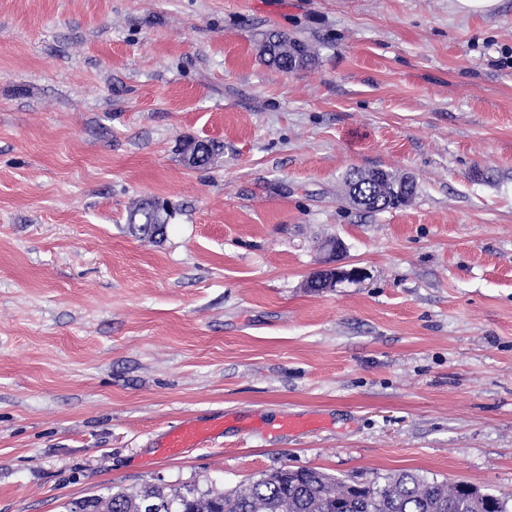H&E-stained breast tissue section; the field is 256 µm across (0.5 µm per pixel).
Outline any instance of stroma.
<instances>
[{
	"label": "stroma",
	"instance_id": "stroma-1",
	"mask_svg": "<svg viewBox=\"0 0 512 512\" xmlns=\"http://www.w3.org/2000/svg\"><path fill=\"white\" fill-rule=\"evenodd\" d=\"M352 168L416 195L367 212ZM328 237L366 277L313 293ZM283 467L512 498V0H0V512ZM260 35V58L282 72L306 69L314 61L308 46L286 32L271 29ZM364 173L365 172L361 171L359 168H352L345 174L344 182L352 189H358L362 194L367 195L370 192L373 193V190L362 180ZM380 175L383 181V186L390 195L388 208H378L375 205L364 207V203L368 202V200L357 195V193L352 189H346L348 199L353 201L357 206L364 207L363 209L368 212H383L399 209L408 205L416 192V185L414 182L405 180L403 177H398L396 173L390 171L382 170ZM128 230L141 240H149L156 242L155 235L159 237V241L164 239L167 232V222L164 221L160 225L162 231H154L150 226L158 223L152 202H145L143 199L138 201L129 211ZM167 223V224H165ZM158 232V233H157ZM222 432H224V419L210 424L185 421L168 429L159 441L158 448L167 457H178L190 449L200 448Z\"/></svg>",
	"mask_w": 512,
	"mask_h": 512
}]
</instances>
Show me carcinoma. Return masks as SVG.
Wrapping results in <instances>:
<instances>
[{
    "label": "carcinoma",
    "instance_id": "cac0c4a2",
    "mask_svg": "<svg viewBox=\"0 0 512 512\" xmlns=\"http://www.w3.org/2000/svg\"><path fill=\"white\" fill-rule=\"evenodd\" d=\"M260 57L268 65L293 72L308 68L314 61L308 46L279 30L261 33ZM363 171L352 168L344 182L367 195L372 188L362 180ZM389 194L388 209L409 204L416 185L390 171L381 172ZM153 203L138 201L129 211L128 230L142 240L164 238ZM149 504L162 512H512L508 501L476 486L429 479L416 470L401 469L383 476V482L345 484L315 468H280L234 491L195 485L166 490L152 485L138 492L117 490L106 495L76 499L65 505L67 512H143Z\"/></svg>",
    "mask_w": 512,
    "mask_h": 512
}]
</instances>
